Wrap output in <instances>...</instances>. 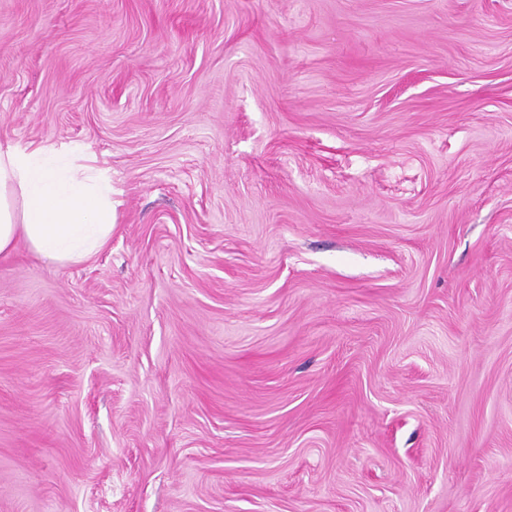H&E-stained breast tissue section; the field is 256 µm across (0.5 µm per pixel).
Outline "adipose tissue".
<instances>
[{"label": "adipose tissue", "mask_w": 512, "mask_h": 512, "mask_svg": "<svg viewBox=\"0 0 512 512\" xmlns=\"http://www.w3.org/2000/svg\"><path fill=\"white\" fill-rule=\"evenodd\" d=\"M112 228V185L102 172L43 147H0V256L22 242L58 263L84 261Z\"/></svg>", "instance_id": "adipose-tissue-1"}]
</instances>
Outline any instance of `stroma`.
Returning <instances> with one entry per match:
<instances>
[{
  "instance_id": "stroma-1",
  "label": "stroma",
  "mask_w": 512,
  "mask_h": 512,
  "mask_svg": "<svg viewBox=\"0 0 512 512\" xmlns=\"http://www.w3.org/2000/svg\"><path fill=\"white\" fill-rule=\"evenodd\" d=\"M16 142L0 512H512V0H0ZM31 144L0 146V256L19 242L58 263L79 262L112 238V184L101 171Z\"/></svg>"
}]
</instances>
